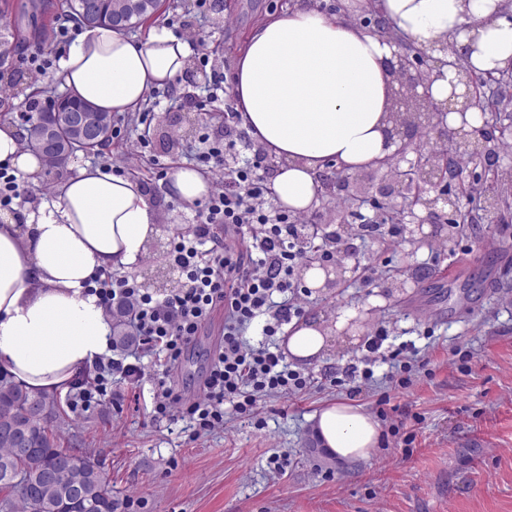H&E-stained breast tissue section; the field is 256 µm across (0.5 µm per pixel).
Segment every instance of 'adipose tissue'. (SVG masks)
I'll use <instances>...</instances> for the list:
<instances>
[{
    "label": "adipose tissue",
    "instance_id": "obj_1",
    "mask_svg": "<svg viewBox=\"0 0 512 512\" xmlns=\"http://www.w3.org/2000/svg\"><path fill=\"white\" fill-rule=\"evenodd\" d=\"M376 2L379 17L417 48L473 44L469 61L481 72L512 63V0ZM193 55L188 40L164 27L139 40L82 26L61 51L57 75L73 96L120 116L140 109L151 90L173 85ZM391 55L376 35L314 0H295L249 32L228 80L242 127L281 162L273 178L277 206L309 212L327 166H375L393 153L384 136L383 62ZM26 135L0 122V163L35 182L43 162L24 149ZM210 190L201 171L181 167L164 194L192 203ZM158 233L155 196L102 167L65 178L53 205L0 211V368L19 385L51 394L108 354L111 327L85 285L97 272L135 262ZM288 333V352L299 362L319 358L326 346L319 320L292 322ZM312 420L322 448L341 462L370 458L380 442V423L357 405L337 402Z\"/></svg>",
    "mask_w": 512,
    "mask_h": 512
}]
</instances>
